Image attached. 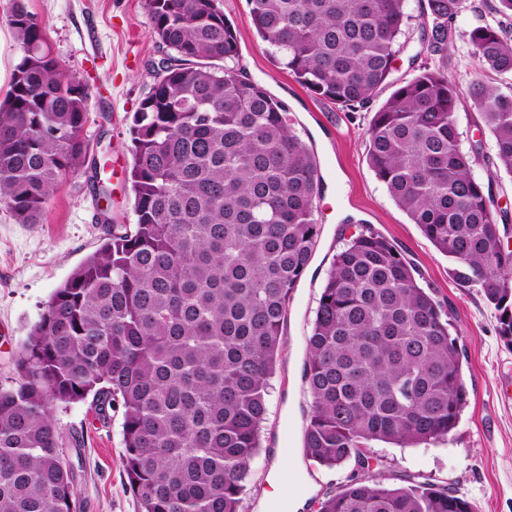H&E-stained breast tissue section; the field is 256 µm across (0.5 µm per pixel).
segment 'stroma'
Listing matches in <instances>:
<instances>
[{"label": "stroma", "mask_w": 512, "mask_h": 512, "mask_svg": "<svg viewBox=\"0 0 512 512\" xmlns=\"http://www.w3.org/2000/svg\"><path fill=\"white\" fill-rule=\"evenodd\" d=\"M423 0H408L411 16L406 46L391 80L401 84L417 70ZM495 0H475L456 21L457 35L444 65L461 88L473 80L500 90L512 77L484 71L471 53L467 34L492 16ZM46 23L51 51L68 73L90 90L83 135L92 157L112 164V203L122 223L136 221L133 197L123 182L132 161L130 118L148 95L154 67L166 54L152 33L146 0H25ZM237 30L240 53L232 66L263 86L288 109L297 134L313 150L321 185L315 219L321 226L310 270L290 302L286 343L271 380L269 419L262 448L250 465L244 512H262L267 479L298 478L305 506L345 484L353 464L334 470L307 460L302 449L306 405L301 373L308 336L330 263L342 245L346 225L368 224L396 244L413 263L424 286L450 307L451 322L466 355L463 375L468 402L447 441L400 448L378 443L372 454L386 476L422 475L448 486L476 512H512V344L500 336L495 310L479 288H463L449 276L450 263L386 193L366 158L372 110L348 112L316 97L278 63L256 36L247 0H220ZM91 168L67 177L45 206L38 224L16 223L0 206V386L15 378L12 360L30 327L58 288L102 243V225ZM61 430L82 442L78 512H135L122 466L121 419H98L89 403L59 404L53 410Z\"/></svg>", "instance_id": "stroma-1"}]
</instances>
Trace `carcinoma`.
<instances>
[{
    "label": "carcinoma",
    "instance_id": "1",
    "mask_svg": "<svg viewBox=\"0 0 512 512\" xmlns=\"http://www.w3.org/2000/svg\"><path fill=\"white\" fill-rule=\"evenodd\" d=\"M256 34L311 93L357 111L391 86L406 0H247ZM174 65L155 75L129 127L134 224L103 242L52 294L0 387V512H73L77 475L54 406L91 400L121 415L136 512H241L261 448L269 379L292 294L320 233L319 171L284 106L223 62L238 36L220 0H147ZM467 0H426L419 42L447 58ZM19 59L0 102V205L41 223L59 180L86 162L88 86L66 73L44 22L13 0ZM468 41L483 66L512 75L495 18ZM463 95L440 67L397 86L367 129V161L390 197L477 286L512 343V248L490 184L474 175L481 142L461 147ZM512 175V93L468 88ZM403 252L361 224L344 238L306 337L304 456L362 474L317 512H475L448 486L373 472V442H440L467 404L464 351L449 309Z\"/></svg>",
    "mask_w": 512,
    "mask_h": 512
}]
</instances>
